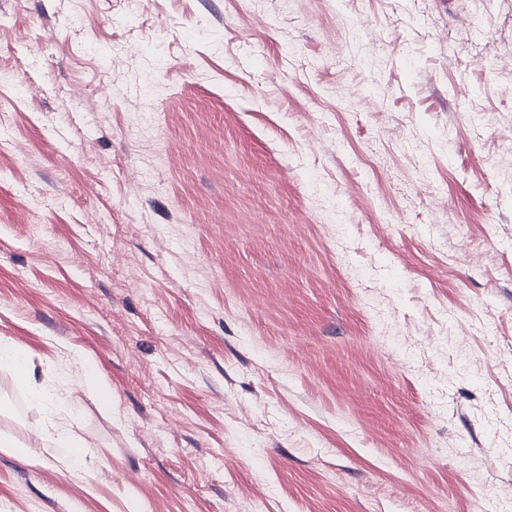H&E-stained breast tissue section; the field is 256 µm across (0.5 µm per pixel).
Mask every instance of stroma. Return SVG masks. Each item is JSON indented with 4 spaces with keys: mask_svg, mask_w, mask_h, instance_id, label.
I'll list each match as a JSON object with an SVG mask.
<instances>
[{
    "mask_svg": "<svg viewBox=\"0 0 512 512\" xmlns=\"http://www.w3.org/2000/svg\"><path fill=\"white\" fill-rule=\"evenodd\" d=\"M510 57L512 0H0V512L512 502ZM53 432L54 452L68 467L83 469L95 456L94 450L81 445L64 423L54 424Z\"/></svg>",
    "mask_w": 512,
    "mask_h": 512,
    "instance_id": "35a3bbf8",
    "label": "stroma"
}]
</instances>
